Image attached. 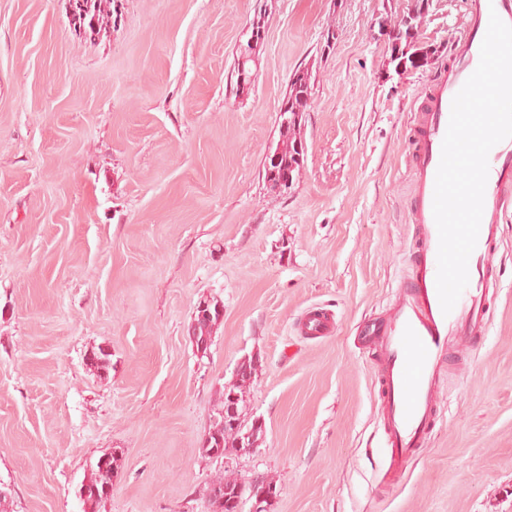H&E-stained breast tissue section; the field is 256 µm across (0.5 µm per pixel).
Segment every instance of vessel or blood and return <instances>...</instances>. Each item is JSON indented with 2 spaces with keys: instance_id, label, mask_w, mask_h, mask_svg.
I'll return each mask as SVG.
<instances>
[{
  "instance_id": "obj_1",
  "label": "vessel or blood",
  "mask_w": 512,
  "mask_h": 512,
  "mask_svg": "<svg viewBox=\"0 0 512 512\" xmlns=\"http://www.w3.org/2000/svg\"><path fill=\"white\" fill-rule=\"evenodd\" d=\"M512 25V0H466L465 26L454 39L450 62L427 84L413 109L408 146L412 179L407 222L412 228L408 273L387 307L359 325L358 346L375 355L379 417L387 449L383 481L405 477L427 446L437 418L443 368L466 372L477 342L486 335L495 306L502 244L499 224L512 207V138L488 156L489 171L477 244L468 261L469 282L450 313L437 286L439 236L433 214L436 173L451 103L480 60L491 15ZM333 318L313 307L299 323L301 335H327Z\"/></svg>"
}]
</instances>
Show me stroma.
I'll return each instance as SVG.
<instances>
[{
  "mask_svg": "<svg viewBox=\"0 0 512 512\" xmlns=\"http://www.w3.org/2000/svg\"><path fill=\"white\" fill-rule=\"evenodd\" d=\"M464 0H0V485L8 512H83L89 460L121 449L102 512H212L228 475L269 512H512V210L494 317L467 376L442 375L435 432L381 482L373 354L359 322L407 267L411 113ZM422 14L429 64L397 74L385 27ZM264 36L237 83L253 25ZM310 107L290 188L263 177L299 69ZM224 318L207 353L200 299ZM331 335L298 336L306 309ZM108 349L102 375L87 354ZM254 453L201 441L243 359ZM206 308H207V303H202L200 306V310H202L200 315L201 316L205 315V316L211 318V320H207L206 318H200L199 313L197 312L195 317L193 318V321L191 324L192 331L199 338H201L204 335L209 336V338H210V341L209 340L198 341L197 336H195L193 333H191L190 340L193 342V345L196 348V351L198 353H203L204 348L206 346H208L209 343L211 342L212 333H213L215 327H217L220 324V323L219 324L217 323V318L215 316L212 317L211 312L207 311ZM204 309H206V311ZM208 347L204 350V353H206ZM218 490L220 495L214 494ZM252 492V493H251ZM246 494L252 499L251 512H267L270 503L277 495L276 487L273 485L268 486L263 482L262 477H257L247 486L239 484L234 478H221L208 488V496L213 512H242L241 504L243 503ZM251 494V495H250ZM224 497V502L221 498ZM231 502H234L231 504Z\"/></svg>",
  "mask_w": 512,
  "mask_h": 512,
  "instance_id": "1",
  "label": "stroma"
}]
</instances>
